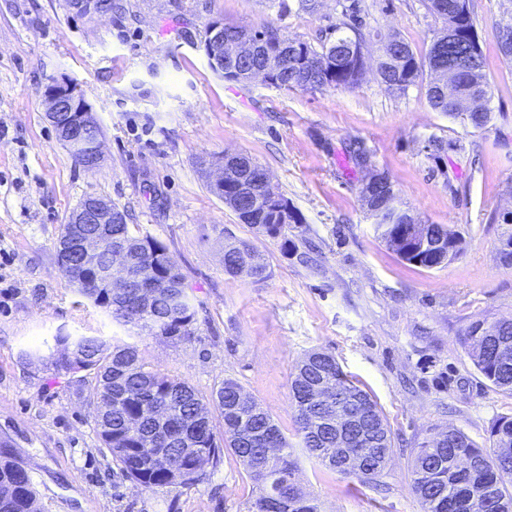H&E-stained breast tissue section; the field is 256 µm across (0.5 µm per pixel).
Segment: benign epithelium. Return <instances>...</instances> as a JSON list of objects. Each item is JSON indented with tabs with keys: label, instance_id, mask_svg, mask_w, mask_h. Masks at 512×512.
<instances>
[{
	"label": "benign epithelium",
	"instance_id": "1",
	"mask_svg": "<svg viewBox=\"0 0 512 512\" xmlns=\"http://www.w3.org/2000/svg\"><path fill=\"white\" fill-rule=\"evenodd\" d=\"M76 13L94 17L105 13L101 0H68ZM286 39L274 42H261L250 30L238 28L234 37H224V20H211L205 31L203 41L204 56L208 65L215 71L236 76L245 81L272 83L269 71L243 72L238 64L251 58L256 52H265L270 56L288 54ZM41 97L45 105L46 117L56 130L58 140L69 149L76 162L91 170L102 159L101 143L87 145V132L97 124L92 108L85 97L79 95L73 83L66 79H53L42 90ZM210 184L216 196L231 207L243 224H262L264 217L272 215L273 224H292L295 214L291 205L284 201L271 186L269 175L261 173L259 180L252 179L253 162L243 153H224L211 161ZM237 179L234 197L225 199L224 189L227 177ZM390 181L383 173L373 171L363 184L365 209L368 215H388V223L406 226L420 224L408 211L395 205V193L388 188ZM112 203L104 198L89 196L73 209L67 223L77 226V230L59 238L56 250L58 266L75 283H89L98 287L127 288L135 276L124 270V255L128 243L118 242L115 247L113 263L103 270L99 255L104 242L112 241ZM98 225L97 231L86 233L80 226ZM294 493L270 488L266 507L270 512H288V499Z\"/></svg>",
	"mask_w": 512,
	"mask_h": 512
}]
</instances>
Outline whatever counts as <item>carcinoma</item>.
I'll use <instances>...</instances> for the list:
<instances>
[{"label": "carcinoma", "instance_id": "1", "mask_svg": "<svg viewBox=\"0 0 512 512\" xmlns=\"http://www.w3.org/2000/svg\"><path fill=\"white\" fill-rule=\"evenodd\" d=\"M453 0H429L430 11L444 20L439 33L453 31L464 56L446 51L433 56L430 47L423 58L412 46L399 39L396 58L379 57L376 70L387 89L405 92L423 76H428L427 99L431 107L448 113V94L436 90V65L443 70H462L457 96L468 100L487 86L483 72L480 45L467 37L474 27L473 15L458 16L450 9ZM357 5L344 7L354 24L342 22L333 28L345 44L329 37L320 48L300 41L288 46V59L278 63L281 69L278 87L291 90L305 88H353L358 85L365 68L362 48L365 35L357 23ZM257 235L283 238L288 247V226L252 224ZM376 230L392 250L410 265L431 268L442 254L431 256L419 251V238L426 231L436 240L452 245L460 253L461 239L442 224H426L410 238H396V228L379 223ZM129 242L128 270L135 276L145 275L153 288L151 303L139 302L141 281L115 296L109 288H81L79 292L116 322L138 332L172 341H185L195 334L194 311L188 302L181 273L168 274L176 267L166 246L150 236L136 234L127 224L124 211L113 213L112 241ZM246 274L258 282L269 277L259 253L248 243L224 245V271L239 274L243 264ZM60 351L54 361L58 374L83 372L90 379L96 404L109 410L94 415V425L101 442L109 448L123 475L145 490L172 485H188L199 481L207 469L216 468L227 447L239 458L252 480L267 490L262 473L266 469V449L279 452L277 465L283 476L294 473V462L288 442L271 415L254 399L245 395L234 381L225 380L205 398L188 382L171 378L140 362L136 346L109 344L98 336H72L62 330L52 337ZM473 365L497 388L512 394V319H479L466 331ZM292 404L297 432L303 447L320 464L347 475L345 461L353 455L363 456L362 481H376L382 476L393 450L390 429L377 403L343 371L336 357L312 351L298 364L291 379ZM215 406L224 422L217 431L209 406ZM161 408L167 416L168 441L165 447L175 455H185L178 473L172 474L151 462L148 435L154 410ZM348 414L350 421L364 430V435L377 444L364 446L348 433L336 430V417ZM512 454V416H501L491 425L487 444L478 446L460 430L436 435L419 446L414 456V491L424 512H468L466 502L474 490L485 489L482 512H512V461L499 455L500 449ZM36 488L31 474L11 457L6 448L0 450V512H37L34 507Z\"/></svg>", "mask_w": 512, "mask_h": 512}]
</instances>
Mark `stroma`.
Returning <instances> with one entry per match:
<instances>
[{"label":"stroma","mask_w":512,"mask_h":512,"mask_svg":"<svg viewBox=\"0 0 512 512\" xmlns=\"http://www.w3.org/2000/svg\"><path fill=\"white\" fill-rule=\"evenodd\" d=\"M113 2L88 18L65 0H0V448L33 476L42 512H249L260 496L229 450L192 485L145 491L126 479L94 430L89 383L53 369L47 341L62 328L134 340L147 367L204 396L237 382L287 438L319 512H422L415 449L451 429L484 444L491 423L512 416V394L479 374L464 336L474 320L512 319V263L499 254L512 236L501 221L512 209V57L497 42L512 0H472L492 114L482 131L434 111L425 84L392 92L371 70L352 89L286 91L210 69L201 42L212 18L317 47L342 21L338 0L312 14L288 0L285 18L278 0ZM360 5L373 57L390 34L426 55L443 26L427 0ZM62 77L102 129L96 169L75 161L46 118L40 91ZM227 151L265 168L300 214L294 250L210 192L203 163ZM372 168L412 215L460 234L457 259L427 269L387 247L360 200ZM88 195L167 247L195 312L190 340L131 338L63 274L61 227ZM230 239L262 254L266 281L225 273ZM314 350L334 354L388 421L393 454L379 482L330 471L300 444L290 379Z\"/></svg>","instance_id":"35a3bbf8"}]
</instances>
